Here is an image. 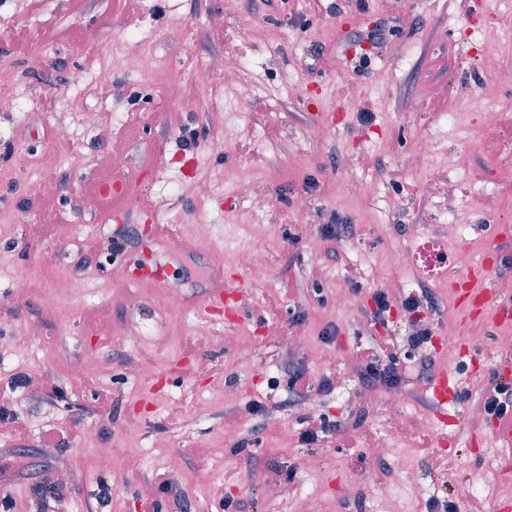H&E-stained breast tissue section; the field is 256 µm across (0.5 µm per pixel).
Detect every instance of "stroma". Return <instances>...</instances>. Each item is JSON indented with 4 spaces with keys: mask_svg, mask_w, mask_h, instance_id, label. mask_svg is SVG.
Here are the masks:
<instances>
[{
    "mask_svg": "<svg viewBox=\"0 0 512 512\" xmlns=\"http://www.w3.org/2000/svg\"><path fill=\"white\" fill-rule=\"evenodd\" d=\"M510 17L512 0H239L228 15L220 0H0V71L17 94L14 108L0 110V167L26 175L21 183L0 181V341L10 344L0 349V401L27 427L19 448L10 424L0 422V496L15 499L17 512H35L37 489L66 467L72 478L52 512H139L143 485L156 489L170 480L180 483L192 512H222L223 497L247 499L254 512H295L311 495L324 512H343L353 487L362 491V512H373L365 488L389 481L417 483L431 499L471 482L472 500L489 512L512 507V447L496 441L479 405L508 353L512 322L494 323L492 310L478 313L459 300L454 284L467 280L463 268L429 283L444 308L440 319L406 312L401 302L417 294L420 274L387 263L390 250L407 245L411 225L436 238L462 208L472 209V224L446 240L447 250H469L491 280L512 256V84L483 111L458 116L453 109L480 91L486 56L512 71V35L500 25ZM257 19L260 36L249 32ZM172 23L190 36L152 45L162 66L150 86L121 70L107 87L93 83L111 57L125 52L113 36ZM347 42L370 55L382 52V62L344 69ZM222 52L279 92L277 106L261 96L251 102L259 136L239 126L230 106L223 131L209 123L210 109L232 92L197 66ZM59 59L83 73L81 87L53 70ZM33 110L38 124L15 141ZM63 125L71 127L73 145L58 141ZM322 126L327 136L315 138ZM418 129L432 137L424 154L415 148ZM73 148L84 155L78 169L67 160ZM452 152L468 155V170L445 169ZM115 153L126 155L129 172L140 177L128 208L141 244L117 257L110 253L114 223L91 194ZM50 155L56 165L42 166ZM230 167L267 173L256 188L268 203L264 212L252 215L249 199L219 184L204 205L181 194L198 169L218 174ZM355 182L370 185L373 197L355 195ZM221 208L233 220L199 239L197 219ZM332 218L359 232L331 254L321 228ZM156 223L168 227L159 239L152 236ZM90 244L101 262L82 271L86 288L75 296L63 283ZM259 247L270 250L268 283L252 285L233 320L217 313L209 321L231 338L247 327L266 331L267 344L245 363L235 346H213L195 322L214 285L211 254L223 253L224 273L234 279L237 255ZM162 252L172 258L163 279L117 278L118 267L152 264ZM390 279L400 288L388 324L372 325L363 310ZM343 290L353 291L358 312L337 306ZM418 324L432 337L420 355L430 358L434 376H447L454 394L442 411L407 399L401 427L399 415L382 411L384 389L351 381L321 398L329 419L364 415L347 443L334 436L300 442L299 417L288 414L269 417L264 438L248 452L225 446V433L242 434L248 421H224L222 412L279 400L283 391L271 383L284 364L330 378L334 355L353 361L368 335L403 340ZM450 333L465 341L453 369L436 344ZM22 344L28 355L15 358L11 349ZM95 354L101 369L80 371L83 358ZM55 380L65 391L56 407L27 399L29 389L45 393ZM100 387L117 400L108 418L94 410ZM201 399L213 412L193 416ZM53 427L68 430L67 447H42ZM99 440L110 446L108 457L99 456ZM383 442L409 456L408 470L394 475L377 466L374 450ZM429 455L441 468L428 469ZM268 465L292 468L293 482L267 481Z\"/></svg>",
    "mask_w": 512,
    "mask_h": 512,
    "instance_id": "35a3bbf8",
    "label": "stroma"
}]
</instances>
